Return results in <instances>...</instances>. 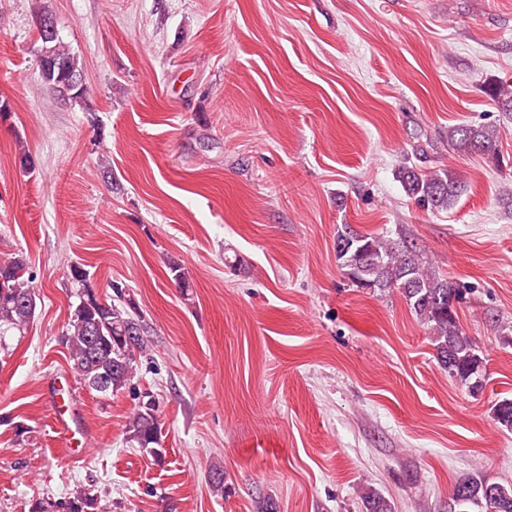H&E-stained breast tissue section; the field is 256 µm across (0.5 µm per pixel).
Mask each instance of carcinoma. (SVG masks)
<instances>
[{
    "instance_id": "1",
    "label": "carcinoma",
    "mask_w": 512,
    "mask_h": 512,
    "mask_svg": "<svg viewBox=\"0 0 512 512\" xmlns=\"http://www.w3.org/2000/svg\"><path fill=\"white\" fill-rule=\"evenodd\" d=\"M51 57L35 54V64L46 86L57 96L72 78L83 75L78 57L56 38L47 43ZM501 130L494 125L459 123L448 127V146L459 153L482 154L498 159ZM397 180L406 195L422 206L449 210L466 192L467 184L451 169L421 172L404 165ZM336 257L353 284L380 293L397 291L431 330L435 357L448 375L470 391H477L474 377L481 374L483 358L461 328L457 305L465 289L440 275L423 260L417 247L405 239L363 234L345 224L336 233ZM26 258L17 254L0 262V333L23 329L34 318L37 294L25 276ZM72 280L81 284L64 333L72 369L90 389L114 395L127 388L136 374V355L145 354L146 327L143 317L124 302L121 286L114 284L115 301L101 299L87 284V273L71 266ZM494 420L512 430V399L499 402ZM129 440L154 457L161 456L159 423L155 406L146 401L134 409L126 424ZM365 512H392L390 503L378 493L363 494ZM62 512H96L97 498L76 489L57 505ZM512 512V487L490 483L471 475L456 482L446 512Z\"/></svg>"
}]
</instances>
